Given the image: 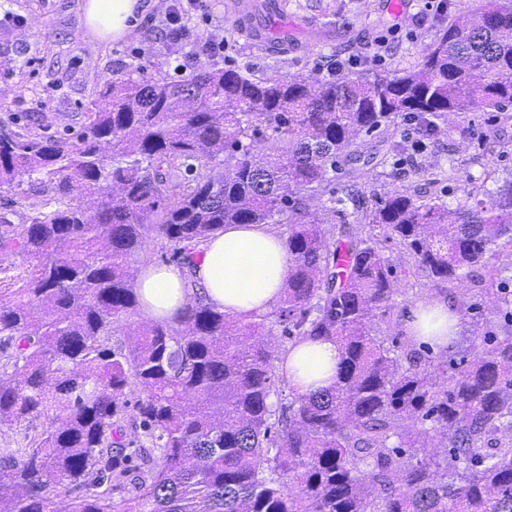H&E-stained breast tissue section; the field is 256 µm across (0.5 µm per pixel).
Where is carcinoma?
I'll list each match as a JSON object with an SVG mask.
<instances>
[{"mask_svg":"<svg viewBox=\"0 0 512 512\" xmlns=\"http://www.w3.org/2000/svg\"><path fill=\"white\" fill-rule=\"evenodd\" d=\"M512 104V6L459 16L418 69L320 82L202 70L181 81L107 79L68 143L0 134V189L30 180L60 207L0 233V426L54 417L0 452V512H512V331L452 363H421L371 334L391 307L392 264L372 239L327 241L305 191L326 181L385 122L432 132L449 112ZM272 152L256 159L262 126ZM204 162L205 172L196 163ZM184 168L177 190L171 171ZM288 225L292 266L279 318L297 339L339 344L328 389L292 397L277 419L266 316L235 318L195 301L177 324L145 327L131 264L157 238L189 264L226 224ZM433 280L466 279L512 240V179L448 210L395 194L371 214ZM346 246L345 273L337 270ZM512 305L509 282L491 277ZM408 365H403V362ZM133 411L141 433L119 425ZM447 441L444 463L421 457ZM398 445L389 446L391 437ZM159 454H154V450ZM125 493L120 506L112 495Z\"/></svg>","mask_w":512,"mask_h":512,"instance_id":"obj_1","label":"carcinoma"}]
</instances>
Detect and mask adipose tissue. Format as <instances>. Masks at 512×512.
Here are the masks:
<instances>
[{
	"instance_id": "adipose-tissue-1",
	"label": "adipose tissue",
	"mask_w": 512,
	"mask_h": 512,
	"mask_svg": "<svg viewBox=\"0 0 512 512\" xmlns=\"http://www.w3.org/2000/svg\"><path fill=\"white\" fill-rule=\"evenodd\" d=\"M85 25L92 41H118L134 29L140 0H86ZM191 265L149 264L135 281L143 318L174 321L182 309L203 300L233 316L264 314L284 295L291 256L284 235L263 224H228L199 245ZM455 317L446 302L417 303L406 324L436 350L454 337L448 325ZM339 350L331 340L293 342L282 355L290 390L310 394L333 384Z\"/></svg>"
}]
</instances>
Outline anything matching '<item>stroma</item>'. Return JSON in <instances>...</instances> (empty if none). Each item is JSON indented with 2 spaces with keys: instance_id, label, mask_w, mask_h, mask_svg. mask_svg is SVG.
<instances>
[{
  "instance_id": "obj_1",
  "label": "stroma",
  "mask_w": 512,
  "mask_h": 512,
  "mask_svg": "<svg viewBox=\"0 0 512 512\" xmlns=\"http://www.w3.org/2000/svg\"><path fill=\"white\" fill-rule=\"evenodd\" d=\"M142 2L145 10L129 37L93 45L84 24L85 0H0V133L74 141L107 77L178 81L228 68L246 76L323 81L334 68L344 77L399 75L417 69L452 17L477 13L485 0H443L439 11L407 0L400 17L386 10L384 0H283L270 26L287 38L284 52L253 45L232 23L228 0H207L204 10L184 14L179 36L166 24L174 0ZM393 141L401 143L400 155L388 154ZM362 142L363 172L341 164L306 200L333 235L344 228L366 237L375 201L395 191L454 209L495 190L512 177V106L451 112L430 133L398 119ZM336 197L347 200L339 213L330 210ZM383 251L394 266L396 293L371 330L385 344L401 336L404 349L429 356L428 346L409 340L405 314L432 299L447 300L457 318L449 360L462 361L470 345L500 335L503 316L484 289L415 273L412 257L395 241L384 242Z\"/></svg>"
}]
</instances>
